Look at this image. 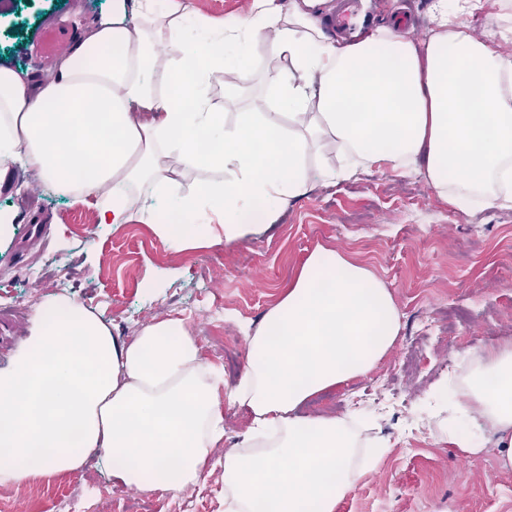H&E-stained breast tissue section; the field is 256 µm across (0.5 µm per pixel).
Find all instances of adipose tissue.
Segmentation results:
<instances>
[{"mask_svg": "<svg viewBox=\"0 0 512 512\" xmlns=\"http://www.w3.org/2000/svg\"><path fill=\"white\" fill-rule=\"evenodd\" d=\"M327 0H251L214 18L186 0H108L46 75L0 63V191L23 163L43 186L93 208L96 224L153 218L170 250L246 240L316 185L362 168L427 180L444 205L512 207V0L476 38L484 0H432L419 42L391 26L355 43L330 37ZM263 44L273 95H249ZM234 70L224 106L213 76ZM235 109L226 125L224 112ZM221 152L202 149V138ZM215 173L200 191L188 173ZM209 211L207 223L195 216ZM401 314L366 267L319 249L279 301L247 326L236 384L203 357L186 320L144 323L126 340L103 312L45 295L28 336L0 366V487L80 470L112 482L184 491L222 468L224 512H336L379 462L351 414L298 415L312 396L366 377L399 338ZM249 424L224 455L225 414ZM439 435L465 457L494 434L512 471V340L469 350L443 403Z\"/></svg>", "mask_w": 512, "mask_h": 512, "instance_id": "ef3b65f1", "label": "adipose tissue"}]
</instances>
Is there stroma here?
Returning <instances> with one entry per match:
<instances>
[{
    "label": "stroma",
    "instance_id": "stroma-1",
    "mask_svg": "<svg viewBox=\"0 0 512 512\" xmlns=\"http://www.w3.org/2000/svg\"><path fill=\"white\" fill-rule=\"evenodd\" d=\"M379 23L404 10L419 20L414 38L428 35L430 0H362ZM0 60L31 73L51 58L39 51L46 30L72 37L100 13L106 0H0ZM15 187L0 192V207L21 205L24 223L0 248V307L24 301L34 307L45 294L67 287L86 306L106 311L115 331L131 338L147 321L184 313L206 360L212 353L210 307L224 301V333L234 339L235 380L246 364L244 322H259L317 248L344 254L368 268L393 294L403 315L399 339L371 375L315 396L302 414L336 415L358 402L371 415L384 453L375 472L364 477L336 512H512V472L501 471L495 451L466 458L448 444L426 436L412 444V429L429 425L447 382L441 360L460 361L463 350L512 339V208L461 211L436 203L424 180L370 171L336 186H321L291 203L279 222L247 241L191 253L166 249L151 225L121 224L91 231L90 209L48 191L29 195L28 173L16 171ZM53 263V279H16L17 270ZM457 307L473 308L470 320L418 334L419 322ZM390 392H371L373 379ZM34 512H124L137 497L140 512H197V497L208 512H224L220 471L179 494L134 493L105 474L86 479L70 473L26 487Z\"/></svg>",
    "mask_w": 512,
    "mask_h": 512
}]
</instances>
